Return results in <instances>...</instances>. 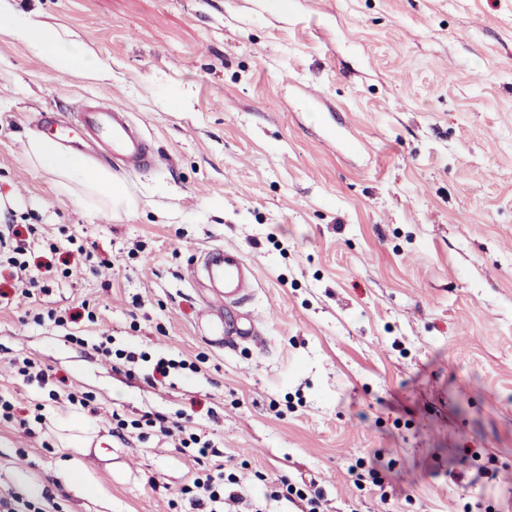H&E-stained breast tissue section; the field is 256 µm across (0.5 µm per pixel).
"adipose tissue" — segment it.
Returning a JSON list of instances; mask_svg holds the SVG:
<instances>
[{"mask_svg":"<svg viewBox=\"0 0 512 512\" xmlns=\"http://www.w3.org/2000/svg\"><path fill=\"white\" fill-rule=\"evenodd\" d=\"M0 31L54 69L97 81L112 77L111 68L92 49L68 39L63 30L43 20L39 13L19 10L14 0H0ZM24 152L39 169L54 176L61 192L74 194L76 203L82 205L98 197L113 207L131 208V200L111 169L90 166L82 155L39 135L28 138Z\"/></svg>","mask_w":512,"mask_h":512,"instance_id":"obj_1","label":"adipose tissue"}]
</instances>
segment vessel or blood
Segmentation results:
<instances>
[{"mask_svg":"<svg viewBox=\"0 0 512 512\" xmlns=\"http://www.w3.org/2000/svg\"><path fill=\"white\" fill-rule=\"evenodd\" d=\"M43 123L62 128L70 150L106 158L121 173L146 171L164 164L154 142L135 124L129 109L113 106L103 96L72 97L63 114L42 113ZM208 305L201 321L207 341L217 347L262 343L251 312L244 304L257 282L255 266L236 250L216 245L205 249L190 270Z\"/></svg>","mask_w":512,"mask_h":512,"instance_id":"obj_1","label":"vessel or blood"}]
</instances>
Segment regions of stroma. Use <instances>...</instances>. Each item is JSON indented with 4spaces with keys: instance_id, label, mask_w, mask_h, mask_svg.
<instances>
[{
    "instance_id": "stroma-1",
    "label": "stroma",
    "mask_w": 512,
    "mask_h": 512,
    "mask_svg": "<svg viewBox=\"0 0 512 512\" xmlns=\"http://www.w3.org/2000/svg\"><path fill=\"white\" fill-rule=\"evenodd\" d=\"M16 4L112 78L0 33V211L35 244L95 246L48 293L0 283V397L28 421H0V491L33 512H198L202 462L174 435L113 436L116 412L209 434L250 488L223 512H300L270 497L284 478L315 482L322 512H512V0ZM83 94L133 109L166 159L121 175L132 212L57 195L23 151ZM213 245L255 265L263 344L202 337L189 268ZM83 303L93 319H33ZM106 336L149 361L115 369ZM161 355L197 370L151 382ZM360 458L380 485L353 483Z\"/></svg>"
}]
</instances>
